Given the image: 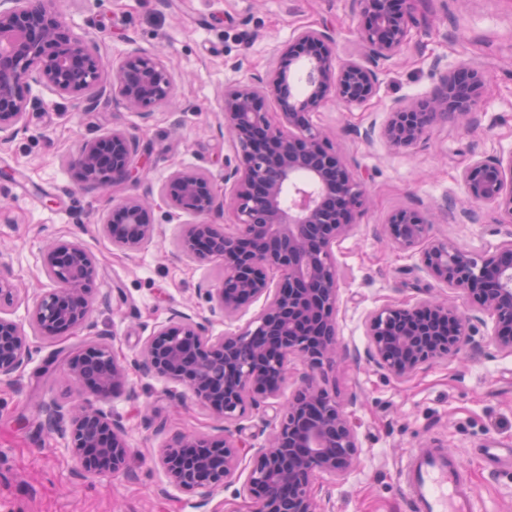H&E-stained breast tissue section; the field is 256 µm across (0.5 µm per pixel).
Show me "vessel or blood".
<instances>
[{"label": "vessel or blood", "mask_w": 512, "mask_h": 512, "mask_svg": "<svg viewBox=\"0 0 512 512\" xmlns=\"http://www.w3.org/2000/svg\"><path fill=\"white\" fill-rule=\"evenodd\" d=\"M400 483L415 512H480L460 460L445 449H414Z\"/></svg>", "instance_id": "b4317fda"}]
</instances>
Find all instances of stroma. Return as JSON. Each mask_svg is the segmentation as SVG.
Listing matches in <instances>:
<instances>
[{"label": "stroma", "instance_id": "obj_1", "mask_svg": "<svg viewBox=\"0 0 512 512\" xmlns=\"http://www.w3.org/2000/svg\"><path fill=\"white\" fill-rule=\"evenodd\" d=\"M72 30L94 40L109 62L132 46L171 65L175 106L149 118L115 106L86 112L69 97L37 91L28 128L0 144V277L23 291L9 316L28 324L36 300L51 291L42 253L50 244L80 241L98 266L90 322L114 337L130 367L125 387L99 404L124 418L131 454L125 473L82 474L68 438L48 431L41 406L80 400L62 377L61 349L86 339L31 336L26 368L0 380V512H252L234 488L216 491L206 508L195 493L172 487L158 466L164 448L184 433L218 437L223 423L192 397L175 403L172 382L133 365L155 328L174 313L207 314L209 292L221 285V261L182 257L189 216L155 209L160 233L128 256L96 230L110 201L138 193L114 186L111 196L84 189L72 155L78 142L124 129L146 147L145 182L160 188L178 166L207 170L222 184L234 146L219 133L225 87L264 73L302 26L335 31L336 60L360 57L364 24L352 0H55ZM416 17L401 52L386 62L373 97L347 107L328 102L313 116L337 152L363 178L370 198L351 237L335 251L341 277L337 339L343 347L325 372V387L351 414L360 455L345 480H317L327 512H411L397 474L423 440L455 453L467 470L482 512H512V354L490 342L492 327L476 324L460 357L429 365L407 379L384 374L365 354L370 312L438 291L418 254L391 246V213H439L436 234L482 253L507 227L490 205L467 202L463 169L475 158L512 153V0H409ZM471 67L484 81L473 130L440 117L418 146L389 149L359 130L378 127L396 103L429 95L443 73Z\"/></svg>", "mask_w": 512, "mask_h": 512}]
</instances>
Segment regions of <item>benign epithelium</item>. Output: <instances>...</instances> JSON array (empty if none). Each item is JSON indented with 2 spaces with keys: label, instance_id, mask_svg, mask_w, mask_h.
I'll use <instances>...</instances> for the list:
<instances>
[{
  "label": "benign epithelium",
  "instance_id": "1",
  "mask_svg": "<svg viewBox=\"0 0 512 512\" xmlns=\"http://www.w3.org/2000/svg\"><path fill=\"white\" fill-rule=\"evenodd\" d=\"M401 2L355 0L367 18L362 59L337 65L329 28L297 29L276 67L224 89L223 127L237 152L236 164L224 172V190L202 171L184 167L175 168L159 190L163 203L195 218L184 230V255L223 260L224 279L209 294L210 316L177 313L157 325L135 365L186 386L226 423L276 398L291 365L314 371L336 358L335 249L352 234L366 196L351 164L312 116L331 93L348 105L372 97L379 62L402 49L414 23ZM107 66L93 42L69 29L54 0H0V143L27 129L35 87L74 98L86 112L116 104L147 116L171 103L172 74L158 54L139 47L128 51L116 63L110 88L102 80ZM481 93L478 73L450 71L431 95L388 112L381 136L392 148H408L441 115L469 120ZM270 101L279 108L276 123L267 110ZM74 163L86 188L137 183L145 169L139 140L119 129L82 141ZM462 181L470 202L493 204L504 223H512V153L474 160ZM224 207L234 216L231 231L210 222ZM431 229L416 212L402 210L390 216L386 236L393 246L418 252L436 283L471 296L474 319L490 320L491 341L512 353V230L493 250L476 254ZM97 231L121 251L139 253L159 234L154 202L147 194L123 198ZM43 267L56 288L33 307L32 331L58 338L89 327L98 273L90 252L78 242L52 245L43 253ZM270 269L280 273L275 285L267 277ZM20 293L0 279V379L11 378L31 359L28 332L1 311ZM255 303L259 310L235 331L211 334L212 317L237 322ZM470 332L471 318L447 299L383 306L365 322L369 358L395 378L459 353ZM61 355L67 376L97 397L128 381V367L115 356L110 336H91ZM302 380L286 403L274 406L278 424L236 490L251 501L253 512H325L316 479L344 480L358 459L350 414L313 385L310 375ZM43 412L49 429L70 436L82 472L125 469L129 445L122 416L91 401L69 407L51 401ZM249 450L240 429L226 428L219 439L182 434L158 463L174 487L197 494L202 508L214 491L232 483Z\"/></svg>",
  "mask_w": 512,
  "mask_h": 512
}]
</instances>
